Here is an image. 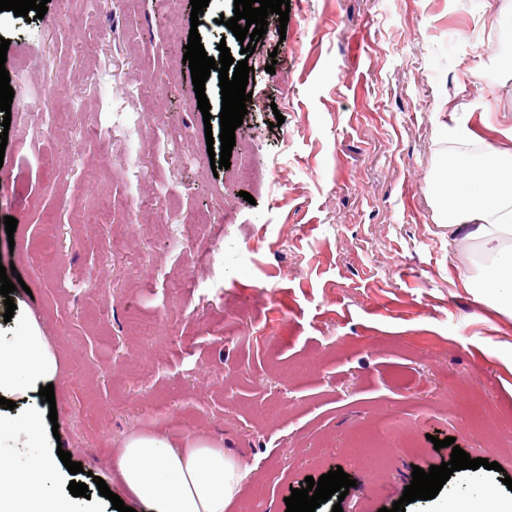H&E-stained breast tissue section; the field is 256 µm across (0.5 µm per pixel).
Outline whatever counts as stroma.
<instances>
[{
	"label": "stroma",
	"instance_id": "obj_1",
	"mask_svg": "<svg viewBox=\"0 0 512 512\" xmlns=\"http://www.w3.org/2000/svg\"><path fill=\"white\" fill-rule=\"evenodd\" d=\"M47 7L30 23L0 12L14 90L0 263L58 359L60 441L83 466L58 467L50 490L72 512H114L98 476L154 512L113 450L203 435L250 470L228 512H286L336 468L356 482L343 512H380L413 467L449 461L433 441L451 437L498 470L454 472L405 512L511 505L512 315L465 288L477 244L436 223L429 187L456 151L449 118L512 150V0H290L248 59L235 139L252 150L216 172L219 81L204 120L168 50L170 30L193 28L189 0ZM233 9L210 0L195 27L208 56L223 42L239 57L218 22Z\"/></svg>",
	"mask_w": 512,
	"mask_h": 512
}]
</instances>
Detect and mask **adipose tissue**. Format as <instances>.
Masks as SVG:
<instances>
[{
    "instance_id": "adipose-tissue-1",
    "label": "adipose tissue",
    "mask_w": 512,
    "mask_h": 512,
    "mask_svg": "<svg viewBox=\"0 0 512 512\" xmlns=\"http://www.w3.org/2000/svg\"><path fill=\"white\" fill-rule=\"evenodd\" d=\"M431 192L438 224L479 244L480 271L469 279L476 301L512 311V151L488 146L443 160ZM18 323L21 336L10 348L0 347V397L27 396L58 373L36 321L22 316ZM8 437L43 454L23 470L0 456V512H68L46 489L53 454L44 413L34 407L19 420L0 416V443ZM112 464L128 491L156 512H227L247 475L238 458L204 436L178 446L152 434L133 435L116 449Z\"/></svg>"
}]
</instances>
